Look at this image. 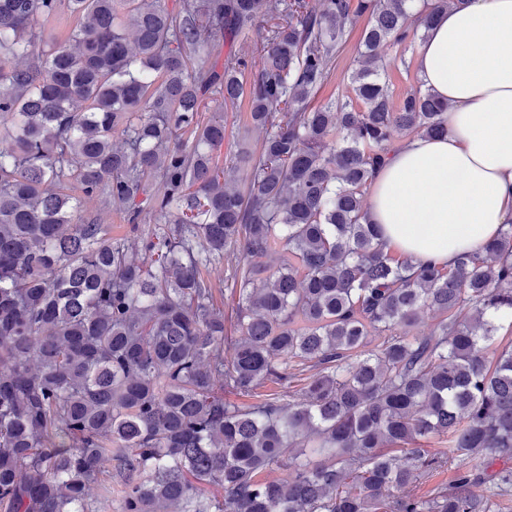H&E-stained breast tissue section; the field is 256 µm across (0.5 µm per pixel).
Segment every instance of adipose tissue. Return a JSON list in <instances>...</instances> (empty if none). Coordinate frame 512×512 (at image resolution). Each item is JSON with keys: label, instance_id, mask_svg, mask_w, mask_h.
Wrapping results in <instances>:
<instances>
[{"label": "adipose tissue", "instance_id": "obj_1", "mask_svg": "<svg viewBox=\"0 0 512 512\" xmlns=\"http://www.w3.org/2000/svg\"><path fill=\"white\" fill-rule=\"evenodd\" d=\"M415 65L448 103V134L399 146L375 174L368 214L393 252L450 266L512 222V0L442 12Z\"/></svg>", "mask_w": 512, "mask_h": 512}]
</instances>
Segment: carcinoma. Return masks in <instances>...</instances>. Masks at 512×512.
Here are the masks:
<instances>
[{
    "label": "carcinoma",
    "instance_id": "carcinoma-1",
    "mask_svg": "<svg viewBox=\"0 0 512 512\" xmlns=\"http://www.w3.org/2000/svg\"><path fill=\"white\" fill-rule=\"evenodd\" d=\"M64 1L68 38L22 63ZM421 2L0 0V512H112L114 472L122 512H490L512 486V224L416 264L364 205L396 140L448 133L447 102L382 77L465 0ZM362 16L348 92L311 106ZM218 33L256 55L193 65ZM243 100L265 137L221 165ZM73 187L160 227L114 240ZM463 462L454 461L443 468H439L426 475L415 487L412 488L411 494L415 496L425 497L432 489L438 486H448L452 483L455 471L459 466H463Z\"/></svg>",
    "mask_w": 512,
    "mask_h": 512
}]
</instances>
